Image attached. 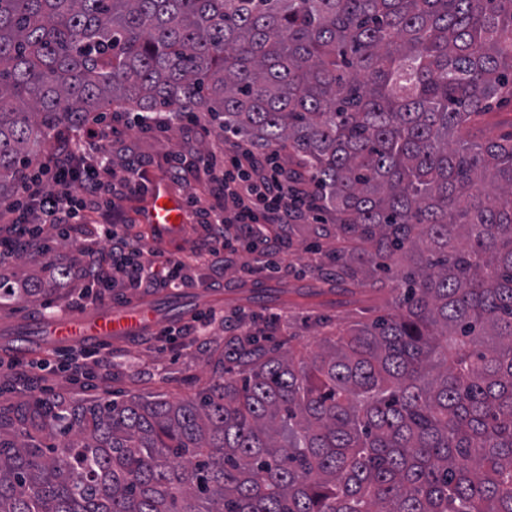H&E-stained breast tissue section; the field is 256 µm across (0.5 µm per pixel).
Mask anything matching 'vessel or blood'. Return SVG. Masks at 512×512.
I'll return each instance as SVG.
<instances>
[{
    "instance_id": "b4317fda",
    "label": "vessel or blood",
    "mask_w": 512,
    "mask_h": 512,
    "mask_svg": "<svg viewBox=\"0 0 512 512\" xmlns=\"http://www.w3.org/2000/svg\"><path fill=\"white\" fill-rule=\"evenodd\" d=\"M149 202L141 214L161 244L178 241L187 228L189 209L185 201L160 183L147 190ZM156 325L149 297L108 306L100 311L79 313L61 308L45 323L50 341L57 345L75 346L86 343L108 346L153 331Z\"/></svg>"
}]
</instances>
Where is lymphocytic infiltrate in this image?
Listing matches in <instances>:
<instances>
[{
  "label": "lymphocytic infiltrate",
  "instance_id": "f902f5d3",
  "mask_svg": "<svg viewBox=\"0 0 512 512\" xmlns=\"http://www.w3.org/2000/svg\"><path fill=\"white\" fill-rule=\"evenodd\" d=\"M123 115L119 112L84 122L78 138L57 134L44 161L33 169L20 187L21 204L0 209V261L11 257L20 238H41L46 228L67 237L96 224L100 238L106 240L110 270L96 262L69 280L72 306L100 301L99 286L111 284V271H119L130 288L184 286L191 282V271L199 260L216 269L223 268L225 252L246 241L262 244L270 254L262 267H250V274H270L278 266L273 259L288 242V227L313 215L316 205L311 193L297 187L276 155H259L240 142L201 153L195 150L166 155L170 177L188 174L194 183L207 186L209 202L190 195L188 205L209 230L205 253L168 255L150 247L144 238L131 236L126 226L112 218L115 194L126 196L147 189L144 165H131L123 176L112 168V138L119 132ZM95 153V163L85 166L81 144ZM151 252L154 263L144 264V252Z\"/></svg>",
  "mask_w": 512,
  "mask_h": 512
}]
</instances>
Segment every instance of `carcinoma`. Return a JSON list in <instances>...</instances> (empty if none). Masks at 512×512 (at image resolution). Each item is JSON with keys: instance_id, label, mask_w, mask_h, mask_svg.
Returning a JSON list of instances; mask_svg holds the SVG:
<instances>
[{"instance_id": "obj_1", "label": "carcinoma", "mask_w": 512, "mask_h": 512, "mask_svg": "<svg viewBox=\"0 0 512 512\" xmlns=\"http://www.w3.org/2000/svg\"><path fill=\"white\" fill-rule=\"evenodd\" d=\"M511 103L512 0H0L1 202L93 112L200 108L320 197L308 294L393 305L175 402L0 406V512H512V130L471 134Z\"/></svg>"}]
</instances>
